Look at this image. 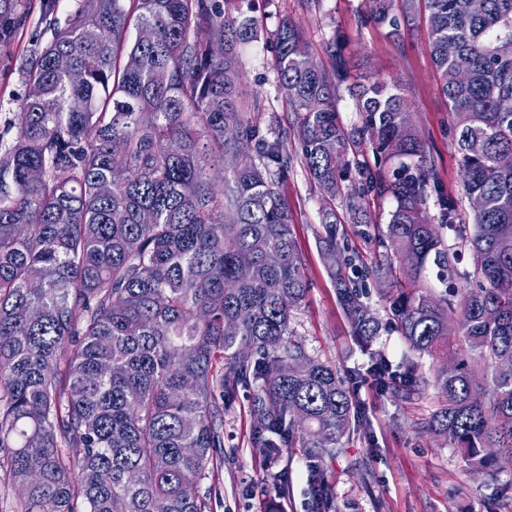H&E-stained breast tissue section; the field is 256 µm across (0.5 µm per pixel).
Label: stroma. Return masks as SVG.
<instances>
[{
	"instance_id": "obj_1",
	"label": "stroma",
	"mask_w": 512,
	"mask_h": 512,
	"mask_svg": "<svg viewBox=\"0 0 512 512\" xmlns=\"http://www.w3.org/2000/svg\"><path fill=\"white\" fill-rule=\"evenodd\" d=\"M40 0H16V11L26 16L22 31L0 41V134L15 136L14 122L27 94L22 74L26 57L51 37L52 26H64L75 0H59L49 19L40 15ZM369 0H256L255 15L262 28L259 41L240 49L245 90L257 94L260 121L278 116L289 123L284 98L273 70L272 36L283 19L301 28L313 50L338 38L354 73L384 81L399 80L415 126L433 155L442 185L462 196L458 153L450 131L451 117L438 88L425 24L405 29L401 39L369 18ZM292 158L284 191L292 214L302 266L310 282L305 303L294 314L293 326L307 349L338 369L365 368L369 358L350 332L323 265L316 232L321 222V196L307 176L296 143H288ZM371 404L369 421L354 434L336 458L325 460L323 474L332 488L333 512H512V467L492 474L466 471L461 454L420 424L436 409L435 389L406 400L391 394L366 392ZM252 419L246 389H238L224 407V459L204 486L210 487L212 512H312L305 459L289 450L265 457L251 444ZM287 470L288 486L279 492L267 488L268 471Z\"/></svg>"
}]
</instances>
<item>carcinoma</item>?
Masks as SVG:
<instances>
[{
    "label": "carcinoma",
    "mask_w": 512,
    "mask_h": 512,
    "mask_svg": "<svg viewBox=\"0 0 512 512\" xmlns=\"http://www.w3.org/2000/svg\"><path fill=\"white\" fill-rule=\"evenodd\" d=\"M12 2L0 0V37L25 25ZM244 3L80 4L25 63L17 135L0 146V448L21 512H209L210 494L186 486L224 448V400L240 386L254 447L301 449L315 512H331L321 464L368 420L358 383L418 399V360L455 349L423 429L471 472L512 464V373L499 370L512 364V168L497 165L512 154V0H371L393 38L425 17L464 195L483 199L471 224L399 84H347L338 41L323 46L325 67L289 19L274 70L294 119L269 139L242 87L239 47L260 35ZM343 87L353 128L337 109ZM288 139L321 192L319 245L370 352L364 373L310 354L292 326L309 284L283 192ZM370 152L400 160L391 178L361 161ZM370 192L395 200L378 231L386 256L364 273L385 284L408 351L397 364L370 351L382 322L347 273L361 256L338 243L336 203L361 224ZM465 249L471 268L457 266ZM432 265L477 288L436 295Z\"/></svg>",
    "instance_id": "1"
}]
</instances>
